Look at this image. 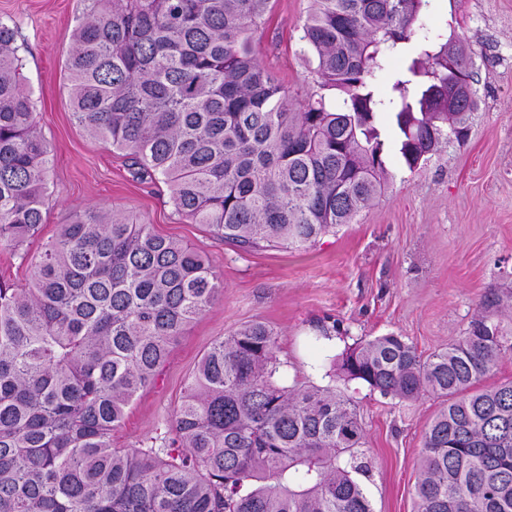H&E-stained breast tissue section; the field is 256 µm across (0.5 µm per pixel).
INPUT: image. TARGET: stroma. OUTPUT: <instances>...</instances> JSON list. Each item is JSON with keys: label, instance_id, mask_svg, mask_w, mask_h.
<instances>
[{"label": "stroma", "instance_id": "1", "mask_svg": "<svg viewBox=\"0 0 512 512\" xmlns=\"http://www.w3.org/2000/svg\"><path fill=\"white\" fill-rule=\"evenodd\" d=\"M90 0H0L14 27L24 87L51 149L49 203L37 236L0 244V278L24 286L59 225L71 214L112 208L206 254L222 296L186 326L151 385L112 433L116 448H156L173 436L185 384L215 341L242 325L266 323L277 337L287 385H332L355 403L365 429L359 475L373 512H414L424 432L442 407L431 395L401 402L341 381L336 360L387 333L429 355L462 336L482 296L512 289V0H428L407 51L376 76L388 91L425 37L456 33L473 51L478 107L465 143L441 141L416 170L390 154L384 191L356 221L301 248L242 251L179 214L165 185L136 179L121 152L90 137L70 104L65 60ZM310 0H271L253 36L259 61L288 88L295 108L314 91L301 27Z\"/></svg>", "mask_w": 512, "mask_h": 512}]
</instances>
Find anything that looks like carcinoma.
<instances>
[{"mask_svg": "<svg viewBox=\"0 0 512 512\" xmlns=\"http://www.w3.org/2000/svg\"><path fill=\"white\" fill-rule=\"evenodd\" d=\"M66 62L92 137L162 183L181 215L249 251L303 247L382 192L389 108L409 171L450 132L468 136L471 53L426 40L382 95L376 74L411 41L427 0H312L302 25L318 90L295 112L254 51L270 0H91ZM339 100L329 107L327 97ZM50 148L0 22V242L43 224ZM208 259L110 209L77 213L29 287L0 282V512H373L356 475L365 431L334 387L278 383L261 322L199 360L159 448L112 431L170 349L221 292ZM486 292L463 336L427 357L395 334L348 349L339 376L384 397L446 402L425 432L416 512H512V381L481 382L512 353Z\"/></svg>", "mask_w": 512, "mask_h": 512, "instance_id": "obj_1", "label": "carcinoma"}]
</instances>
